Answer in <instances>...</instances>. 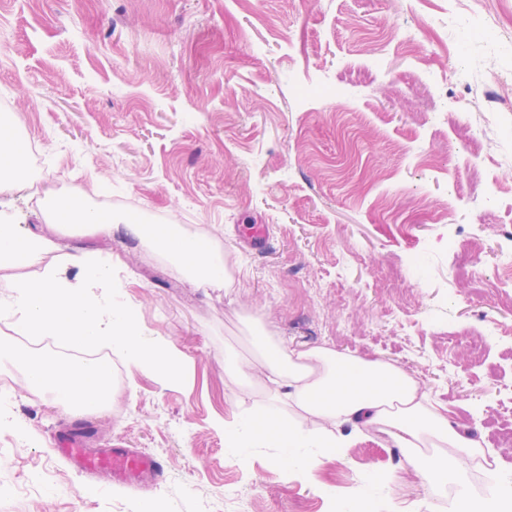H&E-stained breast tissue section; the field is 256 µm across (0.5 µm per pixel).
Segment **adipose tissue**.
<instances>
[{"instance_id":"1","label":"adipose tissue","mask_w":512,"mask_h":512,"mask_svg":"<svg viewBox=\"0 0 512 512\" xmlns=\"http://www.w3.org/2000/svg\"><path fill=\"white\" fill-rule=\"evenodd\" d=\"M24 153L25 142L12 120L0 116L1 186L25 177ZM55 216L61 225L107 237L124 230L171 259L188 283L220 287L230 282L212 243L185 234L180 225L121 220L70 201L60 202ZM246 370L274 384L280 406L258 417L235 415L224 425L231 444H238L243 433L259 443L273 442L284 450L281 465L308 477L319 464L313 449L342 456L352 444V436L336 435L335 426H376L403 448L427 483L454 486L448 512H512V475L495 472L493 494L472 495L466 475L481 451L479 441L453 426L447 407L432 405L420 381L395 363L363 360L330 347L294 348L282 340L265 347Z\"/></svg>"}]
</instances>
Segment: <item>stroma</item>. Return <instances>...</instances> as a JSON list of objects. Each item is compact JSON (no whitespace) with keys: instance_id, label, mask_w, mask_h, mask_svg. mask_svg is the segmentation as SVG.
Segmentation results:
<instances>
[{"instance_id":"35a3bbf8","label":"stroma","mask_w":512,"mask_h":512,"mask_svg":"<svg viewBox=\"0 0 512 512\" xmlns=\"http://www.w3.org/2000/svg\"><path fill=\"white\" fill-rule=\"evenodd\" d=\"M488 17L475 0H0V94L42 185L35 202L26 184L1 190L0 211L60 255L111 256L146 335L186 363L176 384L112 356L118 414L65 412L0 363L24 431L0 457V512H72L76 492L83 512H350L377 474L399 489L374 512L447 496L371 427L309 480L279 466V448L228 447L216 418L269 407L266 388L224 371L225 357H257L255 315L292 346L396 363L512 471L496 433L512 425V120L489 127L503 142L485 159L495 205H458L452 188L467 160L456 125L489 126L491 102L512 100ZM363 69L371 81L353 79ZM92 172L110 212L220 240L232 286L190 285L121 230L56 233L55 200L97 206ZM243 224L267 226L264 251ZM462 262L472 277H453ZM68 422L163 458V482L145 497L105 476L84 486L55 451Z\"/></svg>"}]
</instances>
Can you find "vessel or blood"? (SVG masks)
<instances>
[{"label": "vessel or blood", "instance_id": "1", "mask_svg": "<svg viewBox=\"0 0 512 512\" xmlns=\"http://www.w3.org/2000/svg\"><path fill=\"white\" fill-rule=\"evenodd\" d=\"M60 453L81 475L92 478L111 474L113 481L137 494L147 493L165 476L163 462L136 448H88L80 435H67L59 441Z\"/></svg>", "mask_w": 512, "mask_h": 512}]
</instances>
